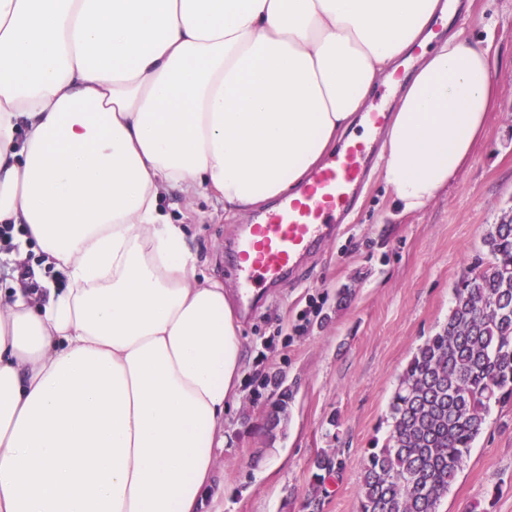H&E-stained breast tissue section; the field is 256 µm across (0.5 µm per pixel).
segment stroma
I'll return each instance as SVG.
<instances>
[{
	"label": "stroma",
	"instance_id": "35a3bbf8",
	"mask_svg": "<svg viewBox=\"0 0 512 512\" xmlns=\"http://www.w3.org/2000/svg\"><path fill=\"white\" fill-rule=\"evenodd\" d=\"M464 2L436 27L489 42L499 93L488 127L471 161L422 212L397 216L371 176L343 231L298 281L242 320L239 397L224 416L212 476L223 512H301L324 450L337 451L344 467L322 512H358L364 454L388 435L405 365L445 322L463 274L487 259L489 229L512 219V0ZM161 206L185 225L200 271L237 294L224 245L240 217L205 195L171 194ZM440 512H512V406L492 410Z\"/></svg>",
	"mask_w": 512,
	"mask_h": 512
}]
</instances>
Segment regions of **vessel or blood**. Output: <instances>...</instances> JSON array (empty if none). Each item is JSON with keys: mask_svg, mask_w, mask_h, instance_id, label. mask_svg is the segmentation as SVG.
Segmentation results:
<instances>
[{"mask_svg": "<svg viewBox=\"0 0 512 512\" xmlns=\"http://www.w3.org/2000/svg\"><path fill=\"white\" fill-rule=\"evenodd\" d=\"M386 121V112L365 113L366 135L347 137L297 195L242 227L228 272L238 282L244 311L252 310L263 291L297 280L308 261L337 236L366 182Z\"/></svg>", "mask_w": 512, "mask_h": 512, "instance_id": "1", "label": "vessel or blood"}]
</instances>
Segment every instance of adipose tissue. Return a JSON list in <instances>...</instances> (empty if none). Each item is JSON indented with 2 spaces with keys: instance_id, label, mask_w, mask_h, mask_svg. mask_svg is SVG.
Segmentation results:
<instances>
[{
  "instance_id": "obj_1",
  "label": "adipose tissue",
  "mask_w": 512,
  "mask_h": 512,
  "mask_svg": "<svg viewBox=\"0 0 512 512\" xmlns=\"http://www.w3.org/2000/svg\"><path fill=\"white\" fill-rule=\"evenodd\" d=\"M456 9L0 0V224L42 258L0 292V512H201L240 324L161 198L205 194L244 218L292 193L411 62L378 172L400 215L425 210L497 97L482 41L454 31L412 54Z\"/></svg>"
}]
</instances>
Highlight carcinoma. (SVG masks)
Segmentation results:
<instances>
[{"label":"carcinoma","mask_w":512,"mask_h":512,"mask_svg":"<svg viewBox=\"0 0 512 512\" xmlns=\"http://www.w3.org/2000/svg\"><path fill=\"white\" fill-rule=\"evenodd\" d=\"M489 260L459 281L447 320L412 355L391 397L389 433L367 449L358 512H439L487 417L512 403V222L485 237ZM303 512L343 468L323 451Z\"/></svg>","instance_id":"obj_1"}]
</instances>
